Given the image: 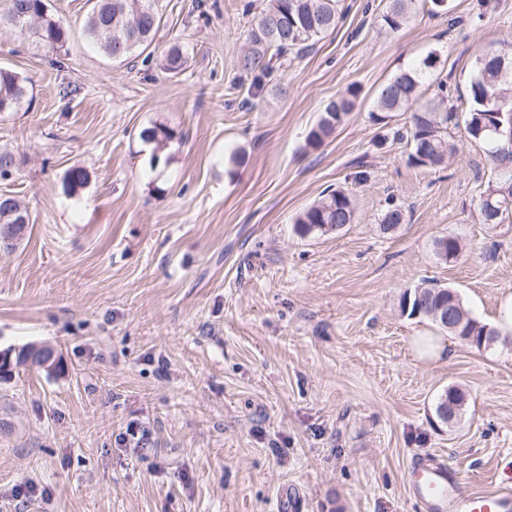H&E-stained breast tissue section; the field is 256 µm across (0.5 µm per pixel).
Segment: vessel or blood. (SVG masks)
I'll return each mask as SVG.
<instances>
[{
  "mask_svg": "<svg viewBox=\"0 0 512 512\" xmlns=\"http://www.w3.org/2000/svg\"><path fill=\"white\" fill-rule=\"evenodd\" d=\"M408 498L416 512H512V481L494 490L464 495L447 464L428 460L411 465Z\"/></svg>",
  "mask_w": 512,
  "mask_h": 512,
  "instance_id": "1",
  "label": "vessel or blood"
}]
</instances>
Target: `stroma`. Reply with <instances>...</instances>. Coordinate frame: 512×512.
<instances>
[{
	"instance_id": "stroma-1",
	"label": "stroma",
	"mask_w": 512,
	"mask_h": 512,
	"mask_svg": "<svg viewBox=\"0 0 512 512\" xmlns=\"http://www.w3.org/2000/svg\"><path fill=\"white\" fill-rule=\"evenodd\" d=\"M70 31L62 69L27 36L0 32V67L27 80L0 112L17 168L0 193L29 224L0 249V348L53 347L64 370L0 381V512H414L407 469L436 458L464 493L512 468V341L485 349L400 312L406 289H457L483 323L512 298V220L484 224L485 146L449 127L445 169L410 167L405 117L370 118L379 87L437 51L465 108L476 55L512 44V0H449L399 32L386 0H344L335 33L274 72L255 98L237 67L262 0H157L150 48L106 57L83 33L88 0H50ZM188 67L165 72L171 44ZM353 112L322 144L307 134L347 85ZM163 124L165 147L142 139ZM86 168L76 193L66 171ZM356 219L300 237L296 217L327 187ZM406 221L383 232L388 204ZM466 246L454 263L436 238ZM468 395L460 422L434 412ZM147 431L143 446L127 426ZM434 252L445 263L456 262L463 255V246L455 236H442L434 241Z\"/></svg>"
}]
</instances>
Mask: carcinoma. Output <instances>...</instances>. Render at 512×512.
<instances>
[{"label":"carcinoma","instance_id":"cac0c4a2","mask_svg":"<svg viewBox=\"0 0 512 512\" xmlns=\"http://www.w3.org/2000/svg\"><path fill=\"white\" fill-rule=\"evenodd\" d=\"M417 0H389L380 19L381 28L399 32L412 17ZM47 0H0V31L27 33L38 47L55 54L67 52L69 33L52 10L43 9ZM342 11L340 0H264L254 17L247 37V48L238 59V68L254 75L258 82L271 75L276 65L292 51L301 52L332 33ZM161 26V15L152 0H93L83 32L104 54L114 60L125 59L138 49H147ZM439 56L429 53L419 65L396 72L378 91L371 111L377 124H386L392 114H407L406 132L398 139L406 140L407 161L414 168L435 171L448 163L455 144L448 138V123L457 119L453 108L446 105V82L431 80ZM187 62L182 47L169 48L164 68L180 73ZM358 88L351 84L336 99L329 101L308 142L318 146L330 137L351 112L358 98ZM26 80L10 70L0 69V104L8 103L11 111L21 109L26 101ZM468 137L488 145L486 157L496 179L480 197L478 208L484 224H502L512 217V140L504 135L512 126V46L490 49L475 59L474 75L469 85L468 109L463 115ZM502 126L495 134L492 126ZM174 131L156 124L142 131L144 140L163 144L172 139ZM89 180L88 171L73 166L64 176V187L75 192ZM25 212L20 201L12 196L0 198V224H13ZM355 207L350 195L342 189H326L321 198L307 207L295 220L302 237L340 232L354 222ZM403 209L388 204L382 218L385 232L405 223ZM436 257L455 262L463 255V246L455 236L434 241ZM454 296L455 328L443 326L436 310L446 308L448 296ZM401 312L411 318L430 321L440 330L478 350L499 339V332L476 317L465 306L460 293L451 287L425 280L405 291Z\"/></svg>","mask_w":512,"mask_h":512}]
</instances>
